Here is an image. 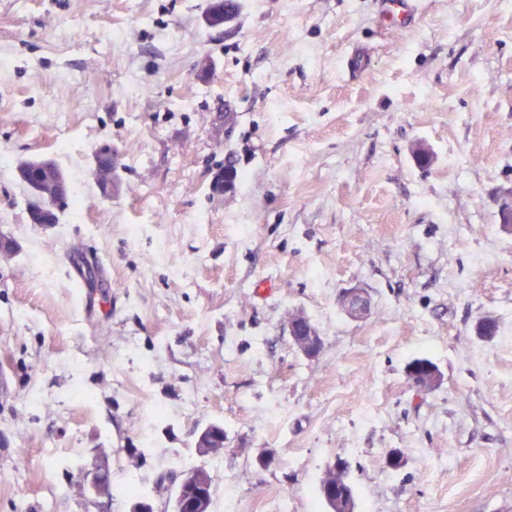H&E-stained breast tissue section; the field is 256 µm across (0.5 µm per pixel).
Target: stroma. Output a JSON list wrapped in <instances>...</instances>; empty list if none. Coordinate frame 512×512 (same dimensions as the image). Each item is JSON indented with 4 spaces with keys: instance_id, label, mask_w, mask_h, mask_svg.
<instances>
[{
    "instance_id": "35a3bbf8",
    "label": "stroma",
    "mask_w": 512,
    "mask_h": 512,
    "mask_svg": "<svg viewBox=\"0 0 512 512\" xmlns=\"http://www.w3.org/2000/svg\"><path fill=\"white\" fill-rule=\"evenodd\" d=\"M210 3L0 0V512H168L188 465L213 512H326L339 457L356 512H512V0ZM97 464L140 491L93 496ZM17 178L27 192L26 204L33 197V200L29 202V207H38L37 189H41V185L45 180L55 183L59 198L64 200L67 205L70 195L68 180L64 172L54 162L44 159L24 160L17 166ZM63 193H67V198ZM328 470L330 472L326 477L324 486H323L324 478L321 480V483L319 486V496L329 511V506L327 505L325 499L327 501H330L336 495V486L346 483L348 480H347V475H346V470L344 468V464L341 461H337V459L334 460L333 463L329 466ZM322 488H323V491H322ZM323 494H324L325 499L323 497Z\"/></svg>"
}]
</instances>
